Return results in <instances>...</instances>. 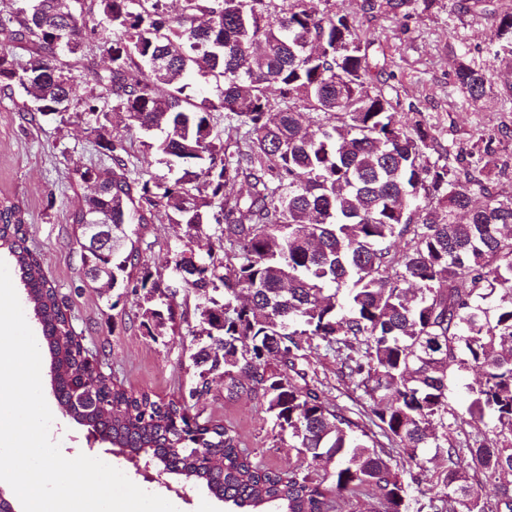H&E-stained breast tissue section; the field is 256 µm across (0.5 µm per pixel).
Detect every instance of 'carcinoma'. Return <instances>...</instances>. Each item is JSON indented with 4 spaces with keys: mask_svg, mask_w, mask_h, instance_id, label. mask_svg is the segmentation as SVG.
Segmentation results:
<instances>
[{
    "mask_svg": "<svg viewBox=\"0 0 512 512\" xmlns=\"http://www.w3.org/2000/svg\"><path fill=\"white\" fill-rule=\"evenodd\" d=\"M0 33L30 43L21 63L0 49V92L22 91L44 116L70 110L71 72L56 63L54 33L73 32L77 53L95 28L67 0H19ZM112 67L96 81L112 111L160 136L146 150L185 165L172 182L145 178L131 139L98 134L112 167H75L76 184L101 191L70 215L75 232L103 213L119 229L150 224L163 208L193 237L212 240L205 267L179 287L213 296L214 344L191 354L189 397L156 400L104 373L84 374L83 344L72 337L64 302L27 245L19 203L0 198V252L12 261L52 354L54 393L81 424L129 454H152L169 472L203 483L242 512H341L340 502L375 495L377 512H410V483L393 461L424 472L434 449L441 491L415 512H512V192L496 181L512 167L491 145L477 164L451 156L421 112L406 118L386 90V65L370 54L376 38L363 19L405 20L439 0H361V14L319 7L329 0H96ZM458 13L494 18L493 64L477 66L448 47L459 90L478 107L512 100L495 80L512 65V0H448ZM219 95L201 94L199 81ZM278 87L280 99L269 97ZM247 185L244 195L224 192ZM105 264L112 287L143 292L151 336H175L192 317L187 297H155L162 274L144 267L137 242L82 253ZM137 278H132L134 271ZM324 348L369 411L353 417L324 396L306 352ZM466 406L448 403L461 372ZM224 373V399L255 401L307 468H273L241 448L232 428L186 418L194 399ZM378 427L384 446L372 427ZM453 427L464 439L448 438ZM199 446L211 470L193 456ZM495 495L483 494L486 482Z\"/></svg>",
    "mask_w": 512,
    "mask_h": 512,
    "instance_id": "carcinoma-1",
    "label": "carcinoma"
}]
</instances>
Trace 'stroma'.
Returning <instances> with one entry per match:
<instances>
[{
	"label": "stroma",
	"instance_id": "stroma-1",
	"mask_svg": "<svg viewBox=\"0 0 512 512\" xmlns=\"http://www.w3.org/2000/svg\"><path fill=\"white\" fill-rule=\"evenodd\" d=\"M364 26L374 31L376 49L390 62L389 83L398 91L400 111L424 113L438 127L444 143L462 156H469L474 143L482 140L500 154L512 155V102L492 98L482 109H474L457 89L448 59V46L454 43L468 50L476 65H484L490 58L492 17L452 14L439 5L400 22L381 18L365 21ZM57 59L72 69L84 94L96 87L95 70L110 64L95 38L86 42L83 55L61 52ZM21 106V96L0 95V197L14 199L24 208L28 245L65 301L76 334L90 357L126 389L146 391L164 401L188 393L196 383L190 360L196 324H182L176 338L148 335L137 316V295L101 293L84 275L81 248L68 214L89 188L72 183L70 173L76 166L109 164L98 151L93 121L75 104L65 116L49 115L30 123L23 119ZM181 233L163 212L157 213L153 224L139 229L143 259L152 272H164ZM305 364L316 370L327 398L353 412L361 409L362 398L338 375L332 357L312 353ZM42 387L50 409L56 412L50 380H43ZM195 409L236 430L243 447L269 465L284 468L298 459L294 449L282 445L270 418L254 402L225 400L221 381L213 382ZM54 427L53 439L62 454L87 448L84 426L56 412ZM112 463L126 469L128 478L146 492L169 500L179 512H228L227 505L205 486L163 472L159 462L151 464L156 475L151 482L124 455H113Z\"/></svg>",
	"mask_w": 512,
	"mask_h": 512
}]
</instances>
